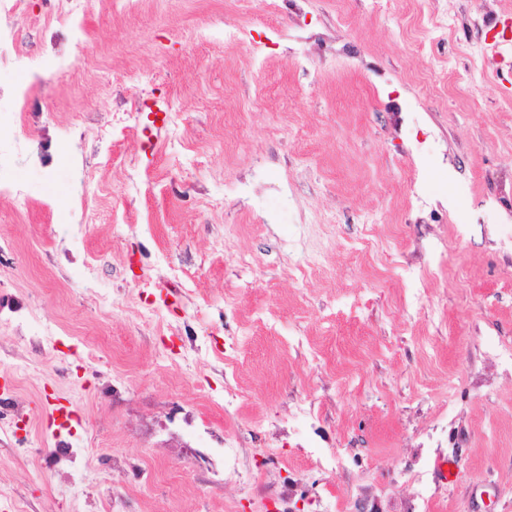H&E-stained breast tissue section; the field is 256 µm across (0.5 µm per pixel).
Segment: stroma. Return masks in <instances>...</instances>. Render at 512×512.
<instances>
[{
    "mask_svg": "<svg viewBox=\"0 0 512 512\" xmlns=\"http://www.w3.org/2000/svg\"><path fill=\"white\" fill-rule=\"evenodd\" d=\"M85 7L74 72L34 77L43 0L0 66L59 147L0 203V512H512V45L471 53L512 0ZM51 412L49 414L48 427L55 426L54 433L60 432L62 429H69L73 422L78 421L76 413L67 405L60 402L49 403Z\"/></svg>",
    "mask_w": 512,
    "mask_h": 512,
    "instance_id": "obj_1",
    "label": "stroma"
}]
</instances>
